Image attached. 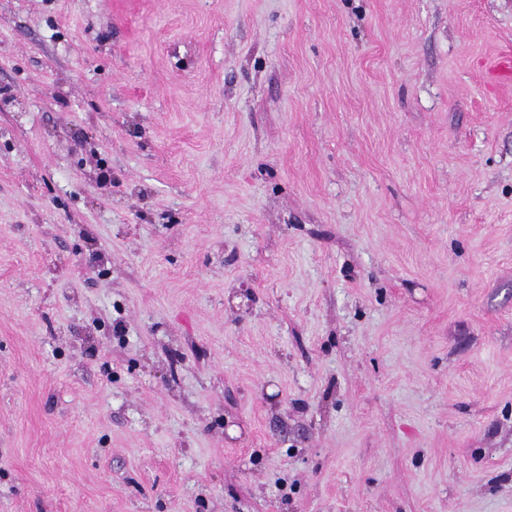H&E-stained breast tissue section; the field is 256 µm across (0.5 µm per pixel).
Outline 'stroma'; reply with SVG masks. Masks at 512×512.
<instances>
[{
	"label": "stroma",
	"mask_w": 512,
	"mask_h": 512,
	"mask_svg": "<svg viewBox=\"0 0 512 512\" xmlns=\"http://www.w3.org/2000/svg\"><path fill=\"white\" fill-rule=\"evenodd\" d=\"M510 49L512 0H0V512H512ZM491 87L512 83V53L498 56L489 67Z\"/></svg>",
	"instance_id": "stroma-1"
}]
</instances>
